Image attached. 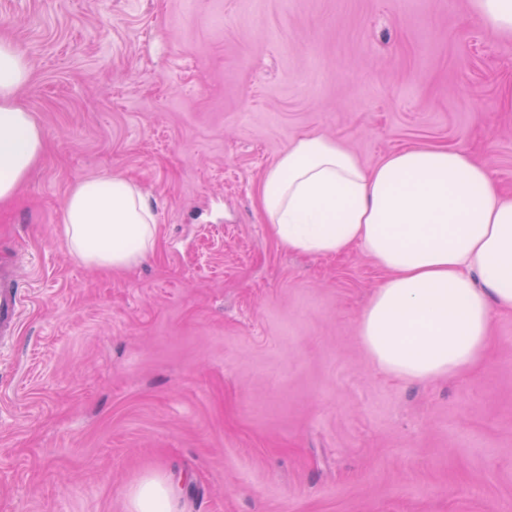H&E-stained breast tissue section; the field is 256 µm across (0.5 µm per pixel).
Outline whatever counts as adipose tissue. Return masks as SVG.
<instances>
[{"label": "adipose tissue", "mask_w": 512, "mask_h": 512, "mask_svg": "<svg viewBox=\"0 0 512 512\" xmlns=\"http://www.w3.org/2000/svg\"><path fill=\"white\" fill-rule=\"evenodd\" d=\"M29 66L0 40V202L11 200L44 142L16 103ZM258 206L291 252L360 247L387 270L359 338L377 370L405 382L455 377L481 362L494 311L512 312V194L463 148L409 147L365 168L340 143L291 142L263 175ZM58 233L84 266L128 271L157 246V214L119 175L77 181ZM133 512H173L164 481L144 478Z\"/></svg>", "instance_id": "adipose-tissue-1"}]
</instances>
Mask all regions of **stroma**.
Instances as JSON below:
<instances>
[{"mask_svg":"<svg viewBox=\"0 0 512 512\" xmlns=\"http://www.w3.org/2000/svg\"><path fill=\"white\" fill-rule=\"evenodd\" d=\"M45 150L0 205L20 327L0 345V512H512V313L481 365L404 383L358 324L385 271L301 255L257 188L295 139L367 168L462 147L512 192V37L470 0H0ZM120 175L159 215L132 270L57 233L74 183ZM173 499L162 479L147 477L132 493L133 512H172Z\"/></svg>","mask_w":512,"mask_h":512,"instance_id":"1","label":"stroma"}]
</instances>
